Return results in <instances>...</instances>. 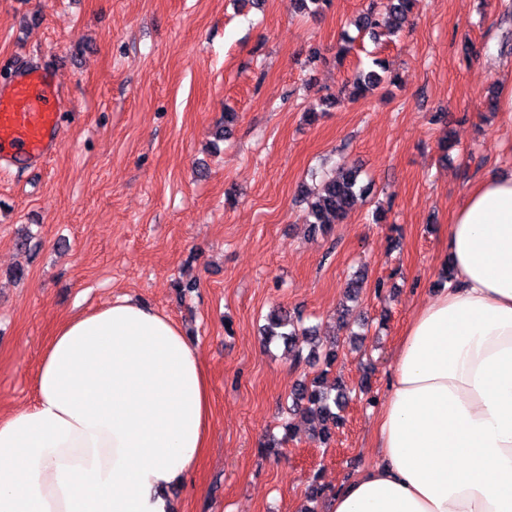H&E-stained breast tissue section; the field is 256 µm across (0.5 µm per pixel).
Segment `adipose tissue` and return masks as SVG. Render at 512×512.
<instances>
[{
  "instance_id": "adipose-tissue-1",
  "label": "adipose tissue",
  "mask_w": 512,
  "mask_h": 512,
  "mask_svg": "<svg viewBox=\"0 0 512 512\" xmlns=\"http://www.w3.org/2000/svg\"><path fill=\"white\" fill-rule=\"evenodd\" d=\"M451 278L402 337L376 460L327 512H512V171L456 209ZM198 343L129 295L66 317L29 406L0 416V512H175L209 448Z\"/></svg>"
}]
</instances>
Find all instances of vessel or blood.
<instances>
[{
    "instance_id": "1",
    "label": "vessel or blood",
    "mask_w": 512,
    "mask_h": 512,
    "mask_svg": "<svg viewBox=\"0 0 512 512\" xmlns=\"http://www.w3.org/2000/svg\"><path fill=\"white\" fill-rule=\"evenodd\" d=\"M63 118L54 72L15 62L0 84V164L45 162L57 147Z\"/></svg>"
}]
</instances>
